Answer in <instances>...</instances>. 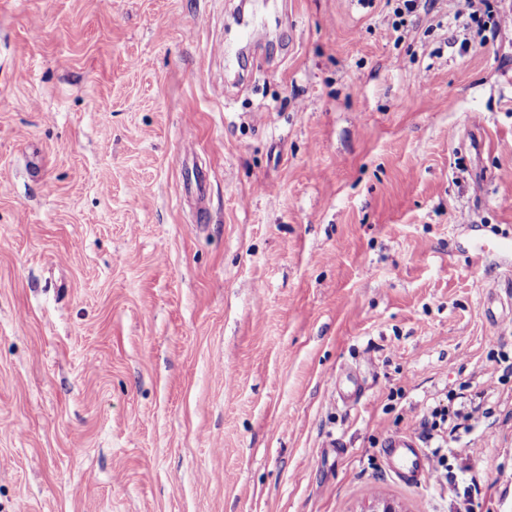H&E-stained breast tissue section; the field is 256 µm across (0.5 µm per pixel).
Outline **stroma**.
<instances>
[{
    "label": "stroma",
    "instance_id": "obj_1",
    "mask_svg": "<svg viewBox=\"0 0 512 512\" xmlns=\"http://www.w3.org/2000/svg\"><path fill=\"white\" fill-rule=\"evenodd\" d=\"M396 7L0 0V512H463L459 389L512 512V26ZM502 24H509L511 26L512 24V18L510 16H502L499 18L497 22H494V27H486V26H480L475 31L472 30V28L469 26L468 23H465L463 25V30L459 36L462 37L460 46L461 48H468L471 42H475L479 40L480 43L485 42L489 36L486 34L488 32L490 36H494L496 33V30L502 26ZM464 399L459 402V407L454 406L455 399ZM491 407H487L481 400H475L464 397L463 393H448V405H435L427 409L419 419H417V429L420 430V437L427 444L433 447L432 455L437 459L435 467L434 483L446 485L450 496H458V486L453 477L449 474L448 467L445 465L446 455L440 454L443 447H447L448 441L456 437L457 432L463 428L468 429V422L482 421L490 418L492 415ZM434 444V446H431ZM446 445V446H445ZM385 455L394 465L396 476L412 485H421L426 476L431 479L432 467L418 440L410 435L390 438L384 445Z\"/></svg>",
    "mask_w": 512,
    "mask_h": 512
}]
</instances>
